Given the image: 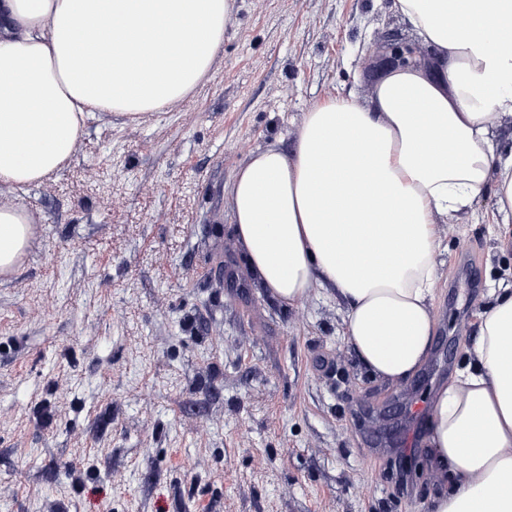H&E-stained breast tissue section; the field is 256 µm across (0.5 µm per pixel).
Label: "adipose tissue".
Instances as JSON below:
<instances>
[{
    "mask_svg": "<svg viewBox=\"0 0 512 512\" xmlns=\"http://www.w3.org/2000/svg\"><path fill=\"white\" fill-rule=\"evenodd\" d=\"M233 0H0V184L34 185L73 158L90 119L159 112L209 73ZM426 47L386 71L367 102L306 112L293 152L252 153L231 185L246 265L278 301L315 285L347 303L364 369L413 376L434 340L432 300L452 219L493 190L512 223V156L492 130L512 112V0H393ZM33 234L0 206V275ZM441 490L431 512H512V289L495 291L479 335L435 394L428 423Z\"/></svg>",
    "mask_w": 512,
    "mask_h": 512,
    "instance_id": "ef3b65f1",
    "label": "adipose tissue"
}]
</instances>
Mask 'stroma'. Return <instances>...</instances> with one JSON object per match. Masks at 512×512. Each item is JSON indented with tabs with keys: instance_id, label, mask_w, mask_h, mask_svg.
<instances>
[{
	"instance_id": "obj_1",
	"label": "stroma",
	"mask_w": 512,
	"mask_h": 512,
	"mask_svg": "<svg viewBox=\"0 0 512 512\" xmlns=\"http://www.w3.org/2000/svg\"><path fill=\"white\" fill-rule=\"evenodd\" d=\"M392 0H235L207 77L166 111L91 121L69 164L0 185L36 231L0 277V512H429L430 401L512 248L486 191L441 227L424 388L370 376L346 303L286 307L233 235L247 156L369 98ZM410 457V472L399 470Z\"/></svg>"
}]
</instances>
